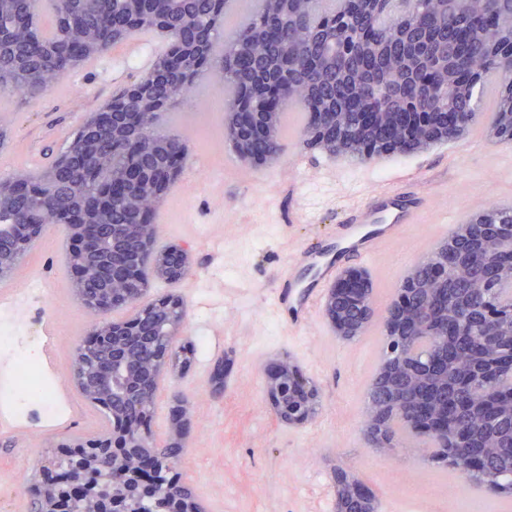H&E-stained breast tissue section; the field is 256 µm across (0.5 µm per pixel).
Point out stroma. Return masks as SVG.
Instances as JSON below:
<instances>
[{"mask_svg": "<svg viewBox=\"0 0 512 512\" xmlns=\"http://www.w3.org/2000/svg\"><path fill=\"white\" fill-rule=\"evenodd\" d=\"M153 51L129 38L103 54L101 68L84 72L69 95L47 92L25 103L1 102L12 119L0 179L21 171L18 156L67 146L75 132L73 112L90 116L132 83L136 61ZM228 87L201 77L190 95L162 116L154 132L184 139L189 155L177 182L159 205L155 247L189 252L182 280L152 278L149 297L182 298L188 322L179 344L190 347L187 364L171 362L159 379L152 424L157 445L169 441L170 425L189 403L184 452L177 465L205 512H336L332 475L352 470L376 494V512H512V500L493 496L453 471L432 469L416 443L386 457L366 445L362 420L367 392L381 363L383 333L372 325L354 341L337 339L324 313L297 324L274 318L267 306L279 273L298 250L327 239L349 209L391 185L401 167L413 170L425 196L414 223L382 244L362 263L343 255L342 269L362 268L371 279L377 309L392 300L410 267L448 239L458 225L494 206H512V144L490 139L494 92H486L479 121L461 138L408 156L373 160L362 176L359 162L304 147L303 114L288 108L285 150L269 167L246 165L231 149L224 130ZM65 236L50 228L35 241L1 288H13L12 306L0 308V324L14 338L0 348V378L16 372V353H42L45 313L31 287L52 289L65 310L67 328L58 337L57 379L69 376L76 345L91 319L75 298L64 262ZM226 342L214 353L212 336ZM277 360L295 363L321 392L314 419L302 426L280 421L264 388V371ZM16 432L0 433V512H31L25 488L42 478L57 442L103 431L106 422L88 408L74 424L46 432L33 413H17Z\"/></svg>", "mask_w": 512, "mask_h": 512, "instance_id": "1", "label": "stroma"}]
</instances>
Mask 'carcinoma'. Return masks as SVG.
<instances>
[{
	"instance_id": "1",
	"label": "carcinoma",
	"mask_w": 512,
	"mask_h": 512,
	"mask_svg": "<svg viewBox=\"0 0 512 512\" xmlns=\"http://www.w3.org/2000/svg\"><path fill=\"white\" fill-rule=\"evenodd\" d=\"M227 0H48L50 26L43 27V0H0V96L24 102L44 96L60 80L88 61L124 42L132 34L169 28L167 43L153 67L131 88L112 99L113 111L130 125L123 132L132 148L116 145L106 125L75 132L92 142V153L69 147L53 155L38 173H16L3 180L10 190L0 197V224L13 225L0 235V255L18 256L39 224H101L99 244L79 252L73 267L84 262L95 270L80 280L70 277L76 295L94 301L104 313L123 310L137 299L131 265L141 261L149 276L159 252L146 245L143 224L152 223L156 204L175 178L172 162L183 168L186 146L177 137H154L150 128L169 106L189 95L201 76L228 86L232 99L251 105L268 88L283 89V102L268 109V136H251V150L261 155L282 148L286 109L303 112L304 126L327 130L323 150L354 161L367 160L370 147L386 137V127L413 105L434 113L444 128L447 113L473 124L487 78L512 63V30L493 15L512 12V0H420L403 16L388 18L366 0H265L214 60L225 25ZM512 83L495 86L492 124L512 129ZM147 174L130 195L112 197V178L126 170ZM512 241L466 239L448 251L444 274L436 273L435 254L415 269V284L403 314H423L418 325L423 348L445 361L443 369L422 365L380 367L370 385L366 413L375 415L391 441L409 436L426 451L427 461L452 470L441 458L443 436L412 430L394 411L400 400L411 410L425 406L420 422L448 417L462 440H448V454L471 457L478 470L468 480L495 496L512 497V419L509 409L487 401L512 392V378L489 368V362L512 355V320L488 317L490 297L512 284ZM187 320L184 303L167 296L147 302L126 322L137 330L123 338L129 359L111 379L98 370L112 369L104 357L108 341L85 339L71 371L87 382L81 395L106 418V433L78 447L59 450L58 466L91 485L85 500L58 495L62 512H186L185 497L172 475L182 449L153 446L163 465L152 491L134 492L131 475L139 462L128 451L112 456L114 425L124 420L152 432L156 409L154 377L161 369L166 342ZM455 326L448 346L430 334L443 324Z\"/></svg>"
}]
</instances>
